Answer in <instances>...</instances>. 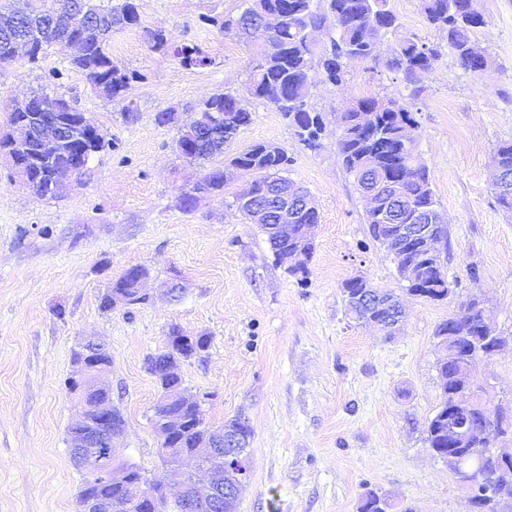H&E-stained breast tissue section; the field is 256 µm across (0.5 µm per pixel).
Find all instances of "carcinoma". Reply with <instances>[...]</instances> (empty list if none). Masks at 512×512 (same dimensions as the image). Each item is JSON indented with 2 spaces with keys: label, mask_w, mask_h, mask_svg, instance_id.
<instances>
[{
  "label": "carcinoma",
  "mask_w": 512,
  "mask_h": 512,
  "mask_svg": "<svg viewBox=\"0 0 512 512\" xmlns=\"http://www.w3.org/2000/svg\"><path fill=\"white\" fill-rule=\"evenodd\" d=\"M466 0H421L422 12L427 22L442 34V41L424 43L412 37H400L388 52L380 53V47L398 27L397 15L390 7V0H241L238 12L224 17L220 29L247 44L250 57L247 64L246 93L248 96L272 106L295 129L300 141L310 150L321 146L324 122L321 114L312 106L311 88L314 76L334 86L343 83L346 74L344 62L349 57L380 62L386 70L402 75L413 86L412 94L418 93L415 84L421 74L434 69L443 55L449 53L464 70L477 74L471 59V39L480 24L465 12ZM281 16L278 27H267V17ZM141 26L135 0H110L102 5L98 0H63V8L47 7L36 0H7L0 4V63L9 62L18 51H24L31 64L53 45L61 48L73 36L80 38L82 51L72 56L71 64L86 74L91 84L105 97L112 99L122 95L133 76L112 66L108 51V39L115 29ZM149 47L153 51L173 50L184 67L206 64V58L198 48L190 45L173 46L170 33L162 26L144 29ZM377 98L359 99L345 112L347 126L336 139L337 150L343 164L363 192L383 197L394 196L391 202L397 218L379 219L375 212H367L371 237L386 244L384 225L405 223L409 213L426 209L433 225V233L446 234L437 207L434 190L426 165L400 133V124L406 122L417 127L409 105L396 97L387 98L389 108L376 114L369 126L358 123L359 113L372 112ZM234 111L239 126L247 125L251 113L240 96L232 93L216 94L200 104L199 112L209 113L217 120L226 112ZM13 134L0 135V150L15 155L17 164L26 172V186L36 196L56 197L63 183L49 184L51 170L61 162H69L75 156L70 143H59L42 149L37 140L20 149L13 145ZM198 126L191 125L176 140L178 157L190 164H202L217 155L224 154V138L197 144ZM269 144L256 143L232 156L222 167L204 169L202 176L192 186L207 194L224 193L229 182L231 168H250L259 174L256 188L271 187L286 179L290 159L285 150L273 154ZM495 165L512 170V140L500 142L494 152ZM397 268L412 264L420 278L419 284L407 285L411 295L430 301H444L453 289L448 287V275L443 263L426 258L413 243H406L394 253ZM146 267L137 265L125 272L105 289L100 299V309L112 311V295L127 298V308H135L146 301L144 294L135 287L134 277ZM368 283L364 277H356L344 283L347 308L353 319L366 323L385 315L382 309L362 308L355 299L359 288L353 282ZM488 310L472 297L466 309L441 322L435 336L448 337V348H456L465 361L474 354L489 351L495 340L480 336ZM191 340L209 348L207 336H190L178 326L170 327L166 339ZM440 389V405L448 407V400L463 399L476 391L474 385H466L455 378V368L448 362H440L437 368ZM202 432L194 425L186 426L178 433L176 450L159 451L163 464H168L177 452H188L202 440ZM426 442L431 453L441 460L448 458V430L438 417L433 416L427 425ZM82 484L78 498L103 497L115 503L114 512H141L140 494L147 489H158V480L148 478L138 467L130 472L126 486L116 487L103 481L96 464L81 469Z\"/></svg>",
  "instance_id": "1"
}]
</instances>
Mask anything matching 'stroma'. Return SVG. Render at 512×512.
Wrapping results in <instances>:
<instances>
[{
	"label": "stroma",
	"mask_w": 512,
	"mask_h": 512,
	"mask_svg": "<svg viewBox=\"0 0 512 512\" xmlns=\"http://www.w3.org/2000/svg\"><path fill=\"white\" fill-rule=\"evenodd\" d=\"M137 28L112 33L113 64L133 74L124 96H99L68 50L53 46L38 63L0 66V130L11 106L33 91L63 96L117 147L94 155L63 195L41 199L0 156V512H76L80 471L70 458L76 420L65 381L82 337L112 353L104 379L127 425L116 458L147 475L163 472L152 427L159 388L146 370L171 325L210 337L203 358L185 361L186 386L203 396L213 425L242 414L253 428L238 512H358L374 490L416 512H469L464 491L425 441L440 402L434 335L471 295L491 308V323L512 335V213L496 202L493 150L512 138V0H478L485 24L474 42L491 57L480 75L443 57L411 89L370 60L348 63L345 82L317 83L311 103L325 121L310 151L279 112L250 100L251 120L225 154L259 143L284 148L287 176L308 189L319 213L306 284L271 254L260 225L232 207L253 176L240 173L224 194L195 212L176 206L200 175L178 158L175 141L210 96L244 90L248 54L217 21L239 0H136ZM399 36L440 41L420 0H391ZM164 26L176 44L198 47L208 63L186 68L151 51L144 28ZM410 100L418 151L448 231L442 259L453 288L443 302L408 295L392 255L366 224L367 201L336 148L337 121L363 97ZM138 112L125 123L126 106ZM174 112L161 126L157 112ZM143 265L146 304L99 309L108 283ZM364 276L404 302L400 333L385 339L354 322L342 288ZM183 288L180 301L168 283Z\"/></svg>",
	"instance_id": "stroma-1"
}]
</instances>
